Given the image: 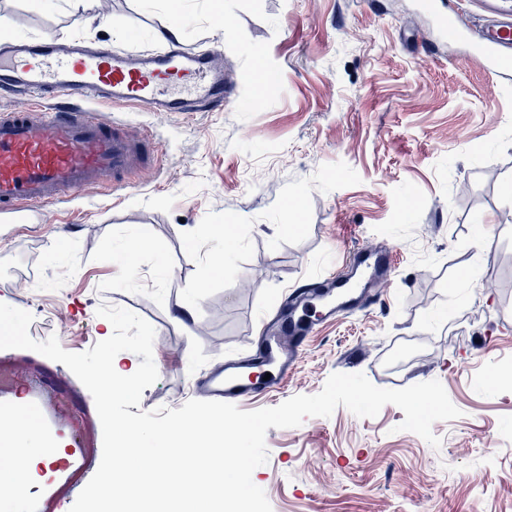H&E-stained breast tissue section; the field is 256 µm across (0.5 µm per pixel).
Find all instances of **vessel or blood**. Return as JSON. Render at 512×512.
<instances>
[{
  "label": "vessel or blood",
  "instance_id": "obj_1",
  "mask_svg": "<svg viewBox=\"0 0 512 512\" xmlns=\"http://www.w3.org/2000/svg\"><path fill=\"white\" fill-rule=\"evenodd\" d=\"M442 34L472 44L497 74L512 72V14L472 30L456 10L427 0ZM223 54L174 45L160 52L121 53L107 45L62 44L44 37L0 45V97L17 108L0 113V213L41 212L45 205L105 181L120 185L150 150L147 135L100 118L96 102L135 105L151 112H201L230 95ZM44 102L42 114L24 103ZM366 285L330 273L321 285L295 289L276 323L254 340L250 352L208 373L204 392L216 401H250L281 389L300 363L317 323L361 310L371 289L380 288L393 267L390 252H356ZM0 429L34 434L50 471L58 463L51 442L53 426L34 398L0 400Z\"/></svg>",
  "mask_w": 512,
  "mask_h": 512
}]
</instances>
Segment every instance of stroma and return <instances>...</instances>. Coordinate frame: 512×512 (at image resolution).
I'll list each match as a JSON object with an SVG mask.
<instances>
[{"instance_id": "obj_1", "label": "stroma", "mask_w": 512, "mask_h": 512, "mask_svg": "<svg viewBox=\"0 0 512 512\" xmlns=\"http://www.w3.org/2000/svg\"><path fill=\"white\" fill-rule=\"evenodd\" d=\"M418 3L224 0L232 27L223 32L209 0H186L181 46H223L235 88L223 109L96 104L104 119L152 134L150 164L119 188L82 191L38 215H0V303L33 315L34 340L93 348L107 304L154 327L158 378L143 391L145 411L197 399L201 374L247 353L286 290L341 270L350 249L396 252L382 304L321 328L287 386L245 407L361 372L387 389L440 381L461 415L434 423L437 449L400 430L404 414L392 404L373 418L341 406L268 429V461L252 479L272 512H512V385L485 381L512 359V77L490 72L467 44L442 41ZM169 21L167 0L52 11L0 0V28L15 37L119 51L164 50ZM259 65L275 75L261 94ZM134 228L155 246L124 280L104 257ZM221 248L224 272L208 276ZM30 264L34 275L19 279ZM193 297L194 322L174 323ZM0 385L30 390L60 420L64 453L77 437L84 454L101 455L93 397L64 364L0 350Z\"/></svg>"}]
</instances>
